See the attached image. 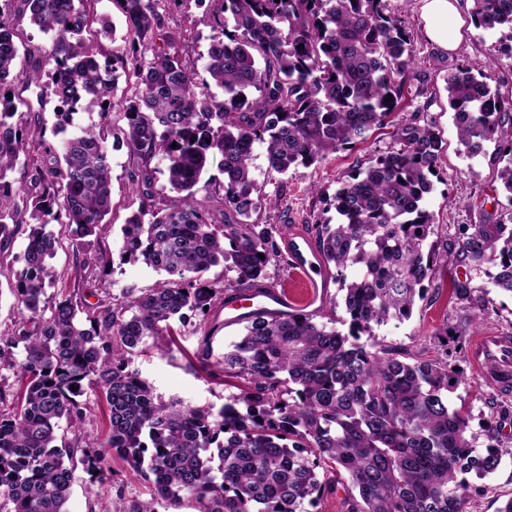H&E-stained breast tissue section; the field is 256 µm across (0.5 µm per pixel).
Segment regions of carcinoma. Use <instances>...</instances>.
<instances>
[{"label":"carcinoma","mask_w":512,"mask_h":512,"mask_svg":"<svg viewBox=\"0 0 512 512\" xmlns=\"http://www.w3.org/2000/svg\"><path fill=\"white\" fill-rule=\"evenodd\" d=\"M85 2L0 0V243L26 225L12 293L28 313L0 334V367L25 383L10 403L0 390V512H66L77 467L103 482L108 455L151 487L149 499L119 498L113 512H158L185 499L196 512H309L344 476L354 492L341 512H469L467 476L485 478L500 457L476 451L467 415L449 404L448 361L407 362L368 344L375 328L411 317L437 261L425 200L443 146L431 120L396 125V147L341 184L330 202L337 222L320 225L348 332L312 314L259 315L224 346L221 365H210L204 344L202 370L241 383L219 407L167 398L132 367L173 336V319L205 316L224 296L262 286L281 256L279 226L251 221L261 206L256 145L268 169L286 175L366 141L400 107L416 54L387 0H213L206 79L175 50L168 20L183 0H114L127 36L110 51L84 36L93 22ZM17 9L50 36L32 71H15ZM471 18L484 30H512V0H472ZM19 82L61 106L54 133L64 138L41 140L32 163L20 162L28 122L25 101L14 99ZM447 90L464 153L474 158L498 140L507 159L499 177L512 194V137L495 138L512 99L464 60ZM95 107L100 126L74 125L76 111ZM115 113L134 158L128 183L143 202L121 225L118 257L168 279L146 292L126 288L108 304L87 303L94 289L77 287L47 315L59 241L49 221L67 227L78 255L112 214L105 131ZM216 155L220 220L194 190ZM158 156L174 192L162 202L151 167ZM458 235L461 253L492 264L494 286L512 294V231L483 221L458 225ZM221 262L234 277L216 288L206 274ZM90 391L108 404V434L69 442L62 423L85 419Z\"/></svg>","instance_id":"1"}]
</instances>
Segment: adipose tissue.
<instances>
[{
    "label": "adipose tissue",
    "instance_id": "1",
    "mask_svg": "<svg viewBox=\"0 0 512 512\" xmlns=\"http://www.w3.org/2000/svg\"><path fill=\"white\" fill-rule=\"evenodd\" d=\"M426 38L440 52L451 54L463 41L462 29L468 16V0H420Z\"/></svg>",
    "mask_w": 512,
    "mask_h": 512
}]
</instances>
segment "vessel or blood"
<instances>
[{"label":"vessel or blood","instance_id":"obj_1","mask_svg":"<svg viewBox=\"0 0 512 512\" xmlns=\"http://www.w3.org/2000/svg\"><path fill=\"white\" fill-rule=\"evenodd\" d=\"M292 272L305 286L301 300H294L286 287L273 286L268 292L249 294L224 306V321L231 324L248 315L265 312L273 315L317 311L325 297L327 280L324 264L310 236L302 226L293 227L283 240ZM471 360L479 373L497 389L512 391V336L482 333L475 337Z\"/></svg>","mask_w":512,"mask_h":512}]
</instances>
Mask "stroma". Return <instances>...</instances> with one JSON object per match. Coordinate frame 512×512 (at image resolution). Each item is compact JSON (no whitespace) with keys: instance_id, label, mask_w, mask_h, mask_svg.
Returning <instances> with one entry per match:
<instances>
[{"instance_id":"obj_1","label":"stroma","mask_w":512,"mask_h":512,"mask_svg":"<svg viewBox=\"0 0 512 512\" xmlns=\"http://www.w3.org/2000/svg\"><path fill=\"white\" fill-rule=\"evenodd\" d=\"M390 13L403 21L417 53V75L407 84L400 109L394 121L400 122L418 112L435 121L443 140L438 175L426 201L435 224L431 240L436 253L447 256V265L436 266L427 284L423 300L417 301L410 319L391 321L375 330L377 348L399 353L407 360L434 356L446 349L449 367L457 368L458 381L450 392L456 406L469 413V433L477 450L496 445L500 463L496 470L477 483L478 492L470 503V512H497L512 497V395L498 393L474 371L470 361L473 336L478 332L512 335V295L493 287L484 268L470 264L459 252L457 228L480 220L493 223L512 218V194L507 193L498 178L503 165L494 143H486L484 154L469 158L458 141L453 112L448 106L445 77L458 60L464 59L478 70L493 77L492 85L503 98H512V50L501 45L496 31L470 29L453 56H445L424 37L420 16V0H387ZM211 0H184L169 21L181 38L177 50L183 63L202 70L211 30L208 15ZM389 128L374 130L370 138L354 148L340 150L295 173L282 176L268 172L263 149H256L254 176L261 201L276 200L275 209L261 208L252 219L261 224L304 225L310 237H317L318 224L336 217L328 200L342 182L358 167L391 148ZM112 167V199L114 211L110 223L100 225L92 245L83 258H76L69 245L59 247L52 261L55 277L47 290L49 299H58L60 291H72L77 284L96 289L99 299L120 296L123 289L148 290L162 285L163 274L143 263L114 265L111 275H103L98 255L117 253L120 226L142 201L133 192L126 173L133 157L125 144L108 143ZM26 245L25 234H17L13 242L0 249V333L11 332L22 312L11 294L12 273L19 269V258ZM468 284L472 301L457 298L454 286ZM447 328L448 343L440 345L436 332ZM243 331L242 324L225 326L224 305L216 303L207 316H188L185 324L176 325L177 345L172 352L151 349L135 360L142 377L164 395H176L191 403L223 404L231 386L222 380L200 379L197 356L209 347L212 360L224 354L225 344ZM111 484L90 483L83 470H76L66 512H109L113 500L147 499L149 485L136 475L126 462L112 457Z\"/></svg>"}]
</instances>
